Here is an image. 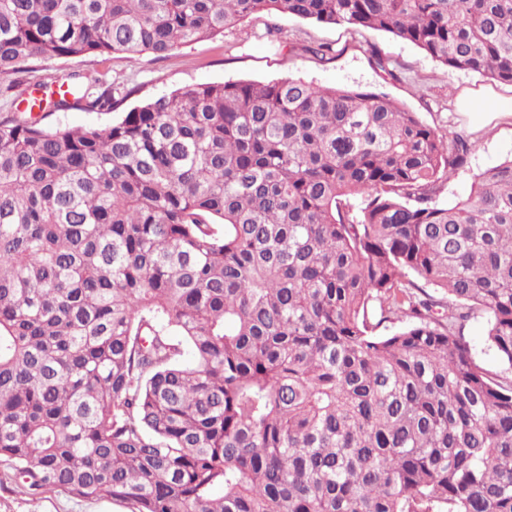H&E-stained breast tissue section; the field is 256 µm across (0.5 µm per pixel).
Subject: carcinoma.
Returning <instances> with one entry per match:
<instances>
[{"mask_svg":"<svg viewBox=\"0 0 512 512\" xmlns=\"http://www.w3.org/2000/svg\"><path fill=\"white\" fill-rule=\"evenodd\" d=\"M256 14L384 31L512 85V0H0V76L167 56ZM25 111L110 112L96 76ZM301 78L0 118V461L131 512H512V159ZM402 323L376 334L385 322ZM465 334L470 342L472 356L476 362L491 372H499L501 366L498 356L485 336L486 319L482 316L472 319L466 328Z\"/></svg>","mask_w":512,"mask_h":512,"instance_id":"1","label":"carcinoma"}]
</instances>
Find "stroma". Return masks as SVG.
Wrapping results in <instances>:
<instances>
[{
	"label": "stroma",
	"mask_w": 512,
	"mask_h": 512,
	"mask_svg": "<svg viewBox=\"0 0 512 512\" xmlns=\"http://www.w3.org/2000/svg\"><path fill=\"white\" fill-rule=\"evenodd\" d=\"M321 44L330 46L329 55L312 54V47ZM375 48L389 59L391 73L376 67L371 56ZM67 73L96 75L125 92L119 106L123 112L152 96L227 80L267 82L298 76L319 86L385 93L440 133L462 134L474 142L466 167L451 173L440 193L442 205L467 197L476 174L512 157L511 115L484 124L457 107L464 96L477 112L485 111L492 101L512 103V85L447 68L414 44L382 31L257 14L216 38L182 46L163 58L145 53L134 59L122 55L53 59L40 63L23 79L43 83ZM0 512H131V507L124 501L85 500L59 490L30 498L17 491L12 471L0 462Z\"/></svg>",
	"instance_id": "obj_1"
}]
</instances>
